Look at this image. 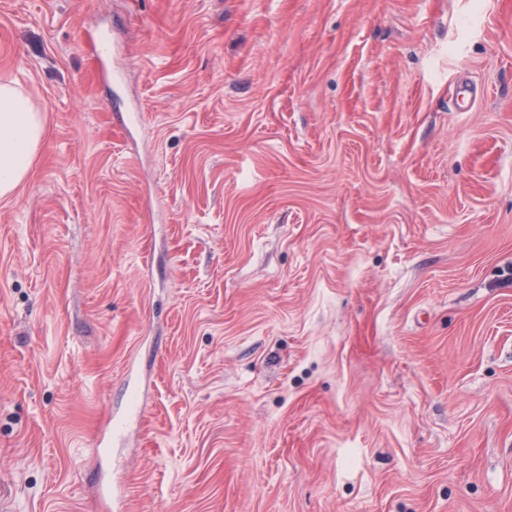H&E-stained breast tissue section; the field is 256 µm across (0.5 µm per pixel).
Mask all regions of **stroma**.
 I'll list each match as a JSON object with an SVG mask.
<instances>
[{
	"mask_svg": "<svg viewBox=\"0 0 512 512\" xmlns=\"http://www.w3.org/2000/svg\"><path fill=\"white\" fill-rule=\"evenodd\" d=\"M0 512H512V0H0ZM45 136L42 112L13 81H0V199L27 178Z\"/></svg>",
	"mask_w": 512,
	"mask_h": 512,
	"instance_id": "obj_1",
	"label": "stroma"
}]
</instances>
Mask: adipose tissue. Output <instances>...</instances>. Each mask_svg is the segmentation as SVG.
<instances>
[{"instance_id":"1","label":"adipose tissue","mask_w":512,"mask_h":512,"mask_svg":"<svg viewBox=\"0 0 512 512\" xmlns=\"http://www.w3.org/2000/svg\"><path fill=\"white\" fill-rule=\"evenodd\" d=\"M45 136L42 112L13 81H0V199L27 178Z\"/></svg>"}]
</instances>
